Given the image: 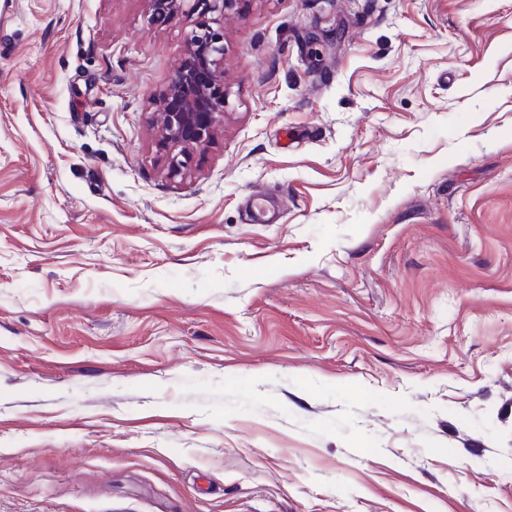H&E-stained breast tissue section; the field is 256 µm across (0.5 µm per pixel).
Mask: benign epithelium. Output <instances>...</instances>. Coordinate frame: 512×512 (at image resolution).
<instances>
[{"label":"benign epithelium","mask_w":512,"mask_h":512,"mask_svg":"<svg viewBox=\"0 0 512 512\" xmlns=\"http://www.w3.org/2000/svg\"><path fill=\"white\" fill-rule=\"evenodd\" d=\"M153 11L176 14L184 0H150ZM240 0H193L203 15L236 8ZM223 36L205 20L187 36L185 58L175 70L158 105L157 123L169 168L179 173L188 159L207 149L224 124L226 95Z\"/></svg>","instance_id":"1"}]
</instances>
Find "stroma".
Returning <instances> with one entry per match:
<instances>
[{"label":"stroma","instance_id":"stroma-1","mask_svg":"<svg viewBox=\"0 0 512 512\" xmlns=\"http://www.w3.org/2000/svg\"><path fill=\"white\" fill-rule=\"evenodd\" d=\"M199 19L0 0V512H512V0H240L174 174ZM205 20L187 36L185 58L158 105L157 123L169 168L180 173L207 149L224 123L223 36Z\"/></svg>","mask_w":512,"mask_h":512}]
</instances>
